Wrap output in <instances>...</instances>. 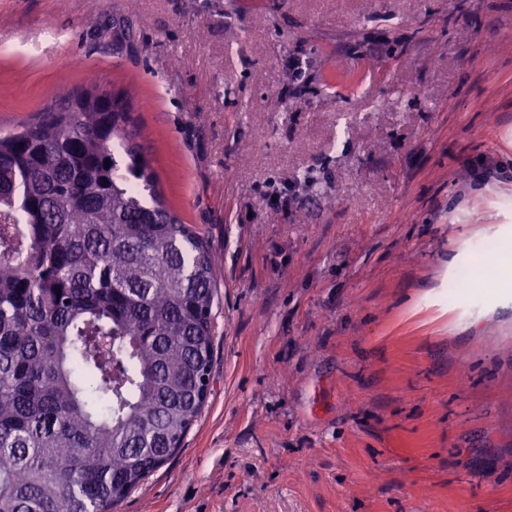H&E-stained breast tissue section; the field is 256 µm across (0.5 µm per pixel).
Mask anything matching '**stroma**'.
<instances>
[{
  "mask_svg": "<svg viewBox=\"0 0 512 512\" xmlns=\"http://www.w3.org/2000/svg\"><path fill=\"white\" fill-rule=\"evenodd\" d=\"M92 84L217 280L115 512H512V289L457 285L512 244V0H0L1 136Z\"/></svg>",
  "mask_w": 512,
  "mask_h": 512,
  "instance_id": "1",
  "label": "stroma"
}]
</instances>
